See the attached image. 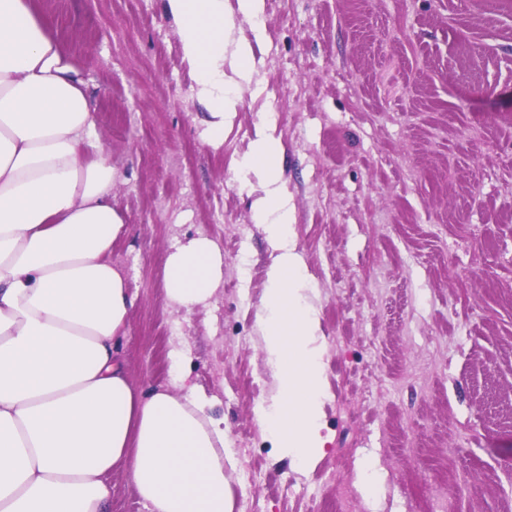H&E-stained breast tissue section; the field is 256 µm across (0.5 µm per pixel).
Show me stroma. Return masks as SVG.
<instances>
[{"label": "stroma", "mask_w": 512, "mask_h": 512, "mask_svg": "<svg viewBox=\"0 0 512 512\" xmlns=\"http://www.w3.org/2000/svg\"><path fill=\"white\" fill-rule=\"evenodd\" d=\"M77 67L129 227L110 259L134 297V386L187 376L224 418L233 512H512V0H265L254 79L224 141L167 0H30ZM281 139L325 379L314 469L277 458L260 300L273 251L240 169ZM224 255L210 302L169 305L198 234ZM382 473L359 488L366 460Z\"/></svg>", "instance_id": "stroma-1"}]
</instances>
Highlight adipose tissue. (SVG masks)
<instances>
[{
    "label": "adipose tissue",
    "instance_id": "adipose-tissue-1",
    "mask_svg": "<svg viewBox=\"0 0 512 512\" xmlns=\"http://www.w3.org/2000/svg\"><path fill=\"white\" fill-rule=\"evenodd\" d=\"M184 61L211 108L219 144L251 84L253 47L224 52L235 17L264 29V0H167ZM95 108L75 65L29 0H0V512H109L107 474L123 472L147 512H232L226 466L237 463L224 421L177 378L147 391L130 382L120 343L134 305L112 265L125 233L112 205L116 170L96 144ZM279 139L258 129L240 166L265 194L251 209L275 256L261 300L263 350L277 401L257 407L280 457L301 470L324 455L325 381L316 309L297 250ZM224 277L201 235L164 265L169 303L192 310Z\"/></svg>",
    "mask_w": 512,
    "mask_h": 512
}]
</instances>
